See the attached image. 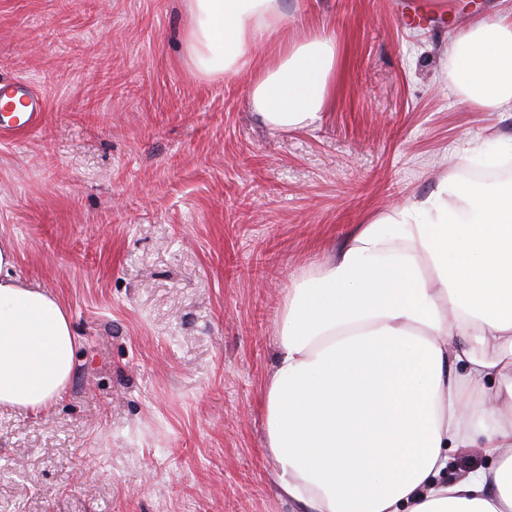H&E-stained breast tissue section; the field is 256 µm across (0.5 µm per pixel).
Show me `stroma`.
Masks as SVG:
<instances>
[{
  "label": "stroma",
  "mask_w": 512,
  "mask_h": 512,
  "mask_svg": "<svg viewBox=\"0 0 512 512\" xmlns=\"http://www.w3.org/2000/svg\"><path fill=\"white\" fill-rule=\"evenodd\" d=\"M246 50L326 31L316 123L255 117L246 72L189 59L192 0H0V77L44 97L0 136V242L80 340L49 409L0 410V512H291L262 401L294 281L359 225L512 148L462 101L451 35L497 0H284Z\"/></svg>",
  "instance_id": "obj_1"
}]
</instances>
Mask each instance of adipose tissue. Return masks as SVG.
<instances>
[{
  "label": "adipose tissue",
  "mask_w": 512,
  "mask_h": 512,
  "mask_svg": "<svg viewBox=\"0 0 512 512\" xmlns=\"http://www.w3.org/2000/svg\"><path fill=\"white\" fill-rule=\"evenodd\" d=\"M282 0H193L186 47L217 78L282 24ZM465 100L512 103V8L460 30ZM335 41L279 42L251 71L256 116L279 130L325 111ZM0 244V406L64 393L78 340L64 304L14 275ZM263 397L266 448L293 512H512V189L453 178L361 225L288 291ZM488 465L448 476L450 454Z\"/></svg>",
  "instance_id": "ef3b65f1"
}]
</instances>
